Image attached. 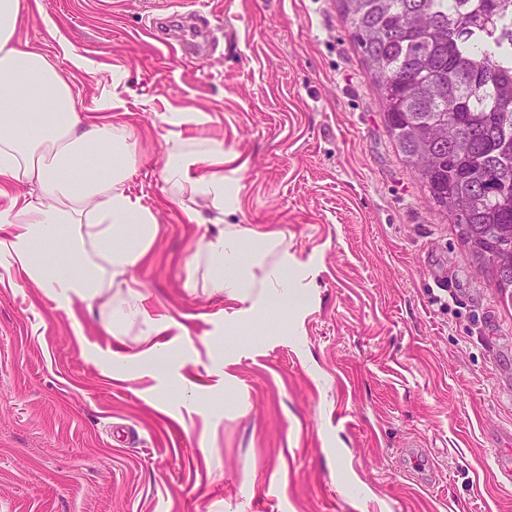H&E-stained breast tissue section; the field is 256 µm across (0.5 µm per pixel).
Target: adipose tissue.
Wrapping results in <instances>:
<instances>
[{"mask_svg": "<svg viewBox=\"0 0 512 512\" xmlns=\"http://www.w3.org/2000/svg\"><path fill=\"white\" fill-rule=\"evenodd\" d=\"M34 7L33 0H0V197L10 200L0 208V264L22 282L103 300L113 335L139 322L145 336L157 338L169 323L149 318L129 283L157 234L154 213L125 190L136 162L134 131L129 122L104 119L114 101L102 102L99 115L83 113L54 63L22 41ZM227 162L215 139L167 138L161 179L187 223H204L199 201L223 211ZM22 184L29 195L14 196ZM53 241L64 242L72 266L38 260ZM293 265L282 239L227 224L196 243L184 286L195 288L196 272H204L215 293L245 304L249 318L272 321L299 285Z\"/></svg>", "mask_w": 512, "mask_h": 512, "instance_id": "obj_1", "label": "adipose tissue"}]
</instances>
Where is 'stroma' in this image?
Returning a JSON list of instances; mask_svg holds the SVG:
<instances>
[{
    "label": "stroma",
    "instance_id": "1",
    "mask_svg": "<svg viewBox=\"0 0 512 512\" xmlns=\"http://www.w3.org/2000/svg\"><path fill=\"white\" fill-rule=\"evenodd\" d=\"M157 8L200 13L210 53L153 40ZM21 36L80 108L116 93L135 127L127 186L158 232L132 275L190 388L119 371L145 344L107 334L101 301L0 269V512H512V302L404 164L338 0H39ZM171 114L246 160L225 220L279 233L302 277L218 364L243 307L183 286L217 227L164 190Z\"/></svg>",
    "mask_w": 512,
    "mask_h": 512
}]
</instances>
